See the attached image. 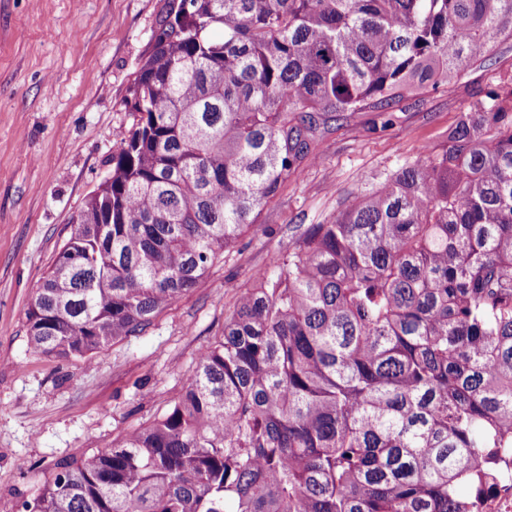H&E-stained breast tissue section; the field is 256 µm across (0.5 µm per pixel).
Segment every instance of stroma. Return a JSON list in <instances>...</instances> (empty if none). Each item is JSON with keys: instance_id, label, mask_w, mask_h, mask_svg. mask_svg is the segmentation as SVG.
<instances>
[{"instance_id": "stroma-1", "label": "stroma", "mask_w": 512, "mask_h": 512, "mask_svg": "<svg viewBox=\"0 0 512 512\" xmlns=\"http://www.w3.org/2000/svg\"><path fill=\"white\" fill-rule=\"evenodd\" d=\"M165 10L166 0H0V512H19L57 463L163 414L199 352L222 336L237 291L294 250L300 227L329 223L422 147L442 148L461 112L512 78L506 38L454 87L405 97L386 128L372 130L376 113H352L144 334L87 358L31 355L27 306L133 124L127 88Z\"/></svg>"}]
</instances>
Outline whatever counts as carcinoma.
I'll return each instance as SVG.
<instances>
[{"instance_id":"carcinoma-1","label":"carcinoma","mask_w":512,"mask_h":512,"mask_svg":"<svg viewBox=\"0 0 512 512\" xmlns=\"http://www.w3.org/2000/svg\"><path fill=\"white\" fill-rule=\"evenodd\" d=\"M508 36L512 0H170L29 350L143 334L347 113L385 128ZM422 153L272 257L161 417L20 512H472L512 450V86Z\"/></svg>"}]
</instances>
